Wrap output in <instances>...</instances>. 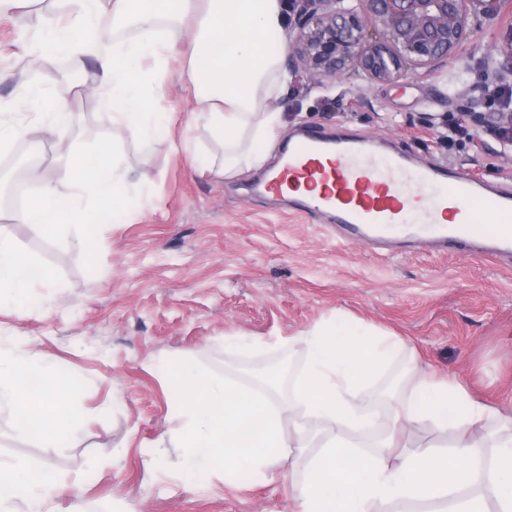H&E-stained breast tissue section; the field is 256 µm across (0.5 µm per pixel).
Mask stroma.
<instances>
[{"label":"stroma","instance_id":"35a3bbf8","mask_svg":"<svg viewBox=\"0 0 512 512\" xmlns=\"http://www.w3.org/2000/svg\"><path fill=\"white\" fill-rule=\"evenodd\" d=\"M80 9L79 0H26L0 18V116L19 130L0 147V190L24 166L32 195L48 184L69 192L67 148L92 150L109 132L98 112L104 83L96 59L66 54L50 74L31 52L47 22L72 21ZM503 36L496 27L474 28L435 75L411 67L391 84L299 74L281 101L280 135L340 130L387 143L423 166L443 162L512 183V147L487 136L451 148L440 138L449 118L482 112L481 72L507 70ZM189 52L185 41L166 52L171 77L161 105L176 115L171 140L121 138L129 189L150 180L152 197L111 212L97 249L47 240L0 204V232L53 273L46 287L20 288L16 306L0 310V353L37 355L76 380L74 405L84 417L65 445L52 447L17 436L11 416L0 414V461L80 485L76 497L51 494L48 512H294L292 484L320 452L325 424L306 418L307 446L293 475L274 466L262 481L248 473L182 477L165 368L190 360L250 386L272 368L276 395L286 401L305 360L299 334L339 315L406 343L355 396L380 421L390 419V395L412 358L511 413L512 269L463 252L381 257L337 242L323 217L289 212L287 199L248 191L257 170L227 178L193 169L189 152L208 151L219 163L224 147L196 120L194 93L179 77ZM33 87L71 102L82 122L41 126L23 104Z\"/></svg>","mask_w":512,"mask_h":512}]
</instances>
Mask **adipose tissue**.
<instances>
[{
	"label": "adipose tissue",
	"instance_id": "adipose-tissue-1",
	"mask_svg": "<svg viewBox=\"0 0 512 512\" xmlns=\"http://www.w3.org/2000/svg\"><path fill=\"white\" fill-rule=\"evenodd\" d=\"M75 27L47 24L34 51L50 57L67 53L94 56L110 88L100 112L112 126L145 142L167 138L174 113L159 108L168 78L165 52L182 37L192 40L184 80L205 93L195 96V112L210 135L224 145V162L192 153L200 171L264 168L271 157L284 114L274 102L282 97L288 74L279 50L286 45L281 0H80ZM111 14L115 33L101 26ZM144 38L130 41L127 29ZM117 142L94 152H70L74 180L69 193L46 187L34 209L14 219L33 224L49 239L66 237L87 248L109 213L123 208L130 191L117 160ZM46 267L22 254L0 232V308L13 306L18 284L44 286ZM306 365L293 391L305 415L326 421L333 432L295 488L297 512H483L492 496L497 512H512V415L473 398L455 379L405 369V388L394 395L390 435L374 449L359 450L353 433L373 424L354 401L403 349V342L361 321L336 318L301 335ZM174 413L181 420L180 467L185 476L245 468L265 478L268 468L285 464L284 421L288 405L276 404L269 387L245 388L220 379L189 362L166 369ZM77 381L59 376L40 358L15 353L0 356V413H10L24 438L65 444L83 418L71 401ZM429 421L452 429L446 450L397 449L393 434ZM51 488L43 470L0 461V512L25 499L29 512H42Z\"/></svg>",
	"mask_w": 512,
	"mask_h": 512
}]
</instances>
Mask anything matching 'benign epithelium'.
I'll return each mask as SVG.
<instances>
[{
	"instance_id": "7a95c632",
	"label": "benign epithelium",
	"mask_w": 512,
	"mask_h": 512,
	"mask_svg": "<svg viewBox=\"0 0 512 512\" xmlns=\"http://www.w3.org/2000/svg\"><path fill=\"white\" fill-rule=\"evenodd\" d=\"M289 50L310 76L349 72L391 81L407 64L430 69L453 58L471 26L493 24L512 0H291ZM382 27L367 36V20Z\"/></svg>"
}]
</instances>
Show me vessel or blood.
Listing matches in <instances>:
<instances>
[{
	"instance_id": "vessel-or-blood-1",
	"label": "vessel or blood",
	"mask_w": 512,
	"mask_h": 512,
	"mask_svg": "<svg viewBox=\"0 0 512 512\" xmlns=\"http://www.w3.org/2000/svg\"><path fill=\"white\" fill-rule=\"evenodd\" d=\"M283 165L256 189L281 194L288 183L325 188L289 199L294 212L322 213L337 235L374 249L395 244L455 248L512 264V187L443 166H417L362 137L300 130Z\"/></svg>"
}]
</instances>
